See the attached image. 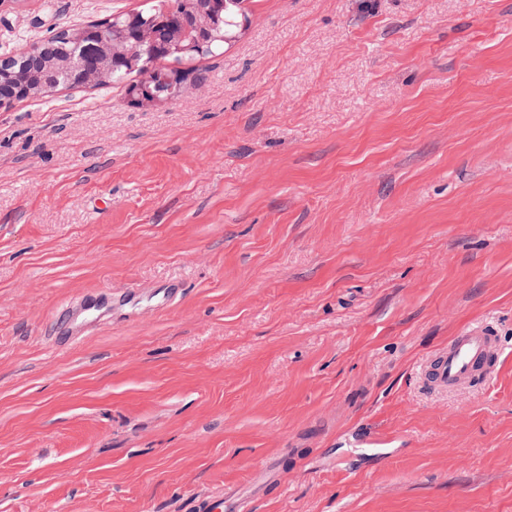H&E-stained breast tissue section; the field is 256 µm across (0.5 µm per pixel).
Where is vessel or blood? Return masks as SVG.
Instances as JSON below:
<instances>
[{
  "instance_id": "obj_1",
  "label": "vessel or blood",
  "mask_w": 512,
  "mask_h": 512,
  "mask_svg": "<svg viewBox=\"0 0 512 512\" xmlns=\"http://www.w3.org/2000/svg\"><path fill=\"white\" fill-rule=\"evenodd\" d=\"M113 300L111 290L107 289L94 297L80 295L68 306L57 308L50 320L51 339L59 342L64 337L79 335L81 319L107 308ZM501 356V342L494 329L467 326L459 329L446 347L426 360L422 382L436 391L485 384L491 380ZM246 508L244 497L232 487L201 500L198 505L199 512H245Z\"/></svg>"
}]
</instances>
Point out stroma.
I'll list each match as a JSON object with an SVG mask.
<instances>
[{
  "instance_id": "obj_1",
  "label": "stroma",
  "mask_w": 512,
  "mask_h": 512,
  "mask_svg": "<svg viewBox=\"0 0 512 512\" xmlns=\"http://www.w3.org/2000/svg\"><path fill=\"white\" fill-rule=\"evenodd\" d=\"M139 4L0 0V55ZM243 6L162 105L0 107V512H512V0ZM474 324L491 383L422 388ZM101 291L95 297L79 295L68 306L57 308L49 321V336L56 343L64 339V336H78L86 326L87 316L108 307L109 303H116L112 295V287ZM83 319L81 325L78 321ZM230 510L228 512H244L247 509L246 500L241 493L232 487L225 488L210 497L199 502L198 512H222V509Z\"/></svg>"
}]
</instances>
